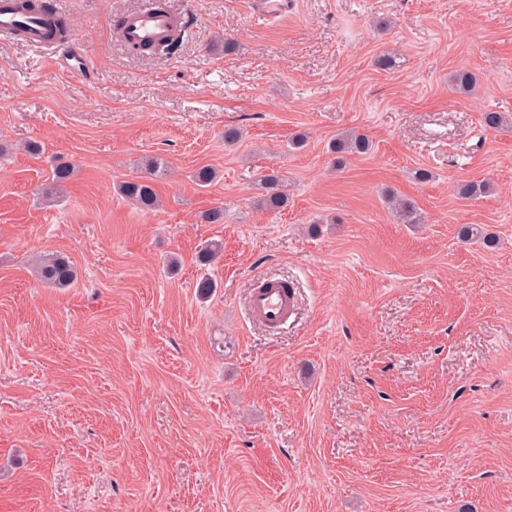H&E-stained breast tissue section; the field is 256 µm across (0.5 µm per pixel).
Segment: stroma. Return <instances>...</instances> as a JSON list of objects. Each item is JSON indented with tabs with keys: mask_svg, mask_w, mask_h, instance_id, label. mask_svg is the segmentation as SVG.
<instances>
[{
	"mask_svg": "<svg viewBox=\"0 0 512 512\" xmlns=\"http://www.w3.org/2000/svg\"><path fill=\"white\" fill-rule=\"evenodd\" d=\"M60 2L93 81L0 40V512H512V0H294L267 21L167 0L194 19L170 57L112 33L143 0ZM349 129L373 151L338 169ZM151 156L147 211L114 187ZM48 252L71 286L33 272ZM262 277L295 286L275 333L247 313ZM261 189L266 193L261 199V204L268 210H280L288 204V196L280 191L282 179L278 172L271 170L270 173L261 176ZM389 208L399 220L404 224H417L419 218L415 205L408 199L396 194H390L387 198Z\"/></svg>",
	"mask_w": 512,
	"mask_h": 512,
	"instance_id": "1",
	"label": "stroma"
}]
</instances>
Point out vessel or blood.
<instances>
[{"label": "vessel or blood", "instance_id": "b4317fda", "mask_svg": "<svg viewBox=\"0 0 512 512\" xmlns=\"http://www.w3.org/2000/svg\"><path fill=\"white\" fill-rule=\"evenodd\" d=\"M187 24V16L174 13L162 0H151L144 8L118 16L114 30L128 45L153 48L184 33ZM15 32L22 33L28 45L50 51L60 69L75 77H86L89 68L75 38H48L40 17L25 11L20 0H0V33ZM296 311L297 297L283 282L266 278L250 292L249 314L266 328H280Z\"/></svg>", "mask_w": 512, "mask_h": 512}]
</instances>
